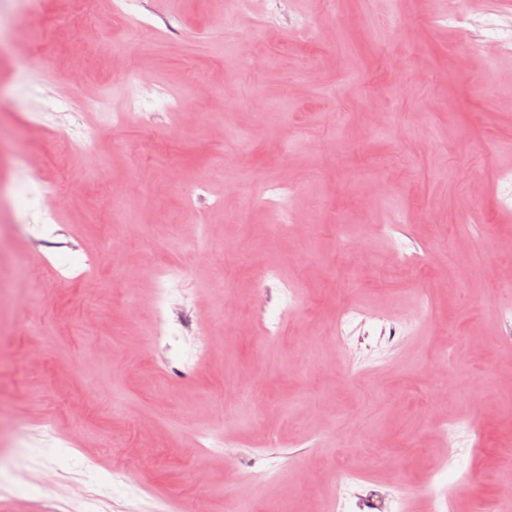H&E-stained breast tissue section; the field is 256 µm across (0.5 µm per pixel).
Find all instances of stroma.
<instances>
[{
  "instance_id": "obj_1",
  "label": "stroma",
  "mask_w": 512,
  "mask_h": 512,
  "mask_svg": "<svg viewBox=\"0 0 512 512\" xmlns=\"http://www.w3.org/2000/svg\"><path fill=\"white\" fill-rule=\"evenodd\" d=\"M144 6L137 32L113 0L75 17L71 0H0L21 15L0 26V502L79 512V483L100 512H311L370 490L426 512L436 490L472 512L512 478L497 315L512 307V54L490 71L458 48L448 0H290L304 47L266 36L267 0L231 30L222 0ZM253 54L268 67L245 66ZM143 71L153 84L136 83ZM200 81L218 95L197 96ZM68 94L105 98L112 121L63 111ZM157 94L194 121H139L135 100L151 111ZM74 122L91 150L59 137ZM140 172L149 185L114 217L107 197ZM35 175L70 189L65 212L32 209ZM363 177L392 199L367 203ZM275 183L293 187L301 234L275 223ZM473 212L481 226L461 224ZM201 239L218 257H198ZM168 264L186 270L172 296L191 301L205 356L193 336L153 335V273ZM267 270L282 285L262 310ZM228 293L235 308L216 316ZM350 309L385 330L369 321L338 343ZM449 416L482 426L446 432ZM347 470L356 482H340Z\"/></svg>"
}]
</instances>
